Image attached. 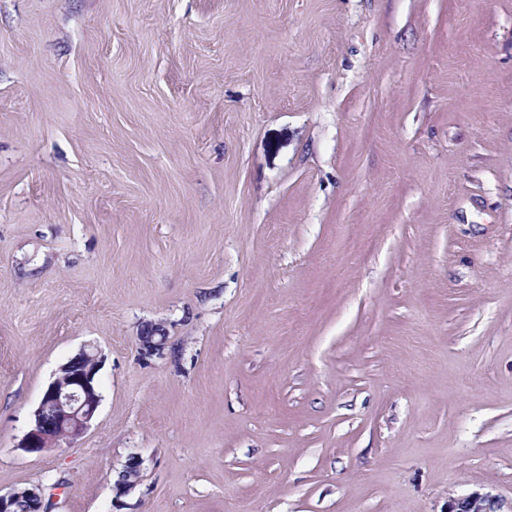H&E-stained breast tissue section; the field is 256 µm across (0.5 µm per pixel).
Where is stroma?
<instances>
[{"mask_svg": "<svg viewBox=\"0 0 512 512\" xmlns=\"http://www.w3.org/2000/svg\"><path fill=\"white\" fill-rule=\"evenodd\" d=\"M86 345L94 422L23 451ZM18 487L47 512L511 501L512 0H0Z\"/></svg>", "mask_w": 512, "mask_h": 512, "instance_id": "stroma-1", "label": "stroma"}]
</instances>
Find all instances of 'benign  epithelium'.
Here are the masks:
<instances>
[{
    "instance_id": "obj_1",
    "label": "benign epithelium",
    "mask_w": 512,
    "mask_h": 512,
    "mask_svg": "<svg viewBox=\"0 0 512 512\" xmlns=\"http://www.w3.org/2000/svg\"><path fill=\"white\" fill-rule=\"evenodd\" d=\"M139 341L145 353H158L166 344V336L158 328L153 335L140 336ZM100 363L98 352L85 346L60 367L59 375L47 387L35 409L19 448L27 453H40L63 443L70 445L86 433L101 401L96 385ZM141 465L140 459H130L127 465L130 475L115 484L117 495H126L136 487ZM20 496L42 500L39 490L19 488L7 495L0 494V512H11V504ZM448 512H512V506L506 509L499 498L473 491L448 498Z\"/></svg>"
}]
</instances>
